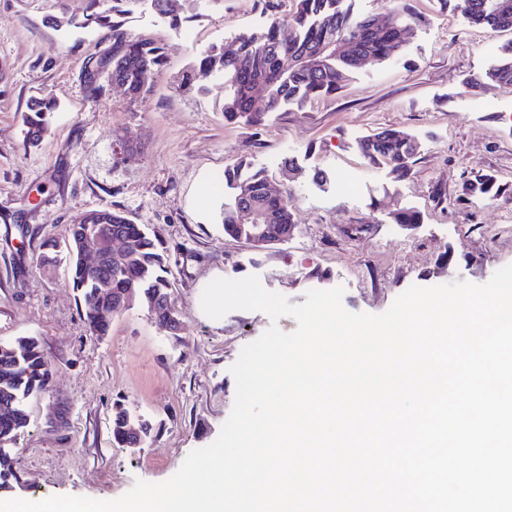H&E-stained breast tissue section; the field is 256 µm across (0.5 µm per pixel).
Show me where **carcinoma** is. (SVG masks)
Instances as JSON below:
<instances>
[{"instance_id": "1", "label": "carcinoma", "mask_w": 512, "mask_h": 512, "mask_svg": "<svg viewBox=\"0 0 512 512\" xmlns=\"http://www.w3.org/2000/svg\"><path fill=\"white\" fill-rule=\"evenodd\" d=\"M140 0H88L86 13L80 20L72 19L75 28L99 27L112 31V80L125 86L132 99L146 95L151 87L149 77L155 73L163 56L162 48L134 39L122 29L121 17L131 12L130 5ZM178 27L182 20L173 0H150ZM346 0H295V7L285 15H272L270 22L258 31L242 33L234 38L232 47L213 45L188 67L179 83V89L188 91L196 83L214 73L224 74L231 93L224 98V119L242 122L250 127L264 125L266 113L254 112L251 102L255 95L268 98V111L276 112L288 103L299 106L307 101L331 95L342 88L343 82L360 70L372 58L381 63L405 60L406 46L413 36L417 17L408 3L399 4L392 24L377 27L373 15L356 14L345 5ZM453 5L475 26L491 30L511 29L512 10L504 14L497 9V0H441ZM298 58L317 57V66L301 61L283 69L279 59L285 54ZM479 83L512 90V43L504 50L498 63L485 72ZM58 110L50 95L33 97L26 104L22 134L24 140L35 143L47 130L48 116ZM358 149L371 165H387L396 178L410 175L420 144L411 135L384 129L357 143ZM231 202L224 205V234L243 240L255 247L278 242L280 235L294 223L288 203L282 193L273 187L260 171H252L246 163H239L224 173ZM500 187L490 175H476L462 185L460 199L475 196L496 197ZM252 209L268 226L264 238L254 236V228L239 220V213ZM97 223L73 222L66 248L70 260L72 288L85 311L91 331L103 335L111 318L108 311L119 313L122 308L111 306L107 295L98 294L101 288L112 289V295L135 280V289L145 300H163L171 296L169 249L152 236L146 224H136L123 213L104 207L95 210ZM112 228L132 242V247L112 269L90 273L81 264L78 245L94 232ZM51 371L37 338L25 336L14 342L0 341V406L9 411L0 413V488L9 487L14 476L12 458L5 447L15 443L28 425L26 400L43 392L50 383ZM128 412L115 408L112 415V440L121 447L134 448L151 436L147 421H138V437L128 433Z\"/></svg>"}]
</instances>
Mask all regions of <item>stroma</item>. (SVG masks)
Segmentation results:
<instances>
[{
  "mask_svg": "<svg viewBox=\"0 0 512 512\" xmlns=\"http://www.w3.org/2000/svg\"><path fill=\"white\" fill-rule=\"evenodd\" d=\"M178 4L176 29L143 5L126 17L132 37L164 51L150 92L134 101L105 81L87 90V62L112 53L108 30L50 23L63 12L83 15L87 0H0V340L37 337L51 370L10 447L12 497L112 500L135 480L165 482L191 451L216 440L233 407L230 368L241 349L270 326L290 333L297 322L242 310L209 318L200 300L214 279L255 276L293 304L307 290L340 286L347 310L379 314L409 286L483 284L512 264V92L466 86L497 63L512 30L472 25L440 0H411L422 23L407 64H366L335 95L282 107L254 129L225 121L230 88L222 75L188 94L176 81L209 46L263 28L294 0ZM40 94L59 108L29 146L22 115ZM386 128L421 145L405 180L357 148ZM288 158L298 174L285 168ZM241 161L287 199L297 224L288 242L258 249L225 236L228 191L219 177ZM320 172L326 183L316 181ZM478 173L495 176L505 194L461 200L462 182ZM349 175L351 191L340 187ZM102 207L149 225L169 247L177 335L138 305L95 335L66 261L40 264L44 241H64L76 216ZM398 207L420 211L421 224H395ZM448 252L453 258L440 268ZM117 403L152 424L140 447L113 444ZM55 407L69 413L64 428L47 421Z\"/></svg>",
  "mask_w": 512,
  "mask_h": 512,
  "instance_id": "stroma-1",
  "label": "stroma"
}]
</instances>
